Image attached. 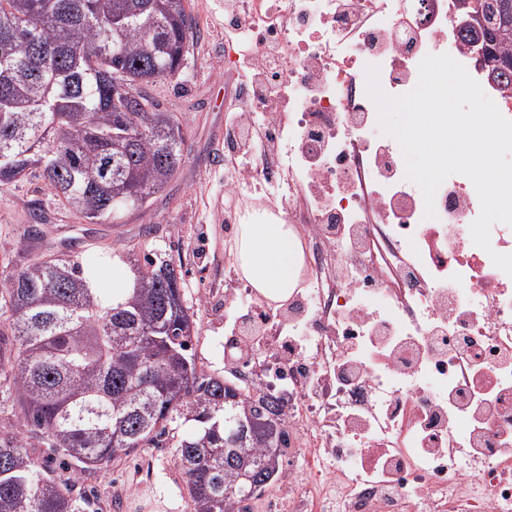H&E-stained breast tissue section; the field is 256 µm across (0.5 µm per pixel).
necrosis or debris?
<instances>
[{
	"label": "necrosis or debris",
	"mask_w": 512,
	"mask_h": 512,
	"mask_svg": "<svg viewBox=\"0 0 512 512\" xmlns=\"http://www.w3.org/2000/svg\"><path fill=\"white\" fill-rule=\"evenodd\" d=\"M225 32L251 34L244 108L224 129L228 224H295L302 279L281 321L245 286L274 347L241 336L258 388L308 439L312 512H512V227L490 249L449 176L425 218L393 137L373 133L367 69L399 96L429 54L475 73L457 0H224ZM287 96L289 116L272 114Z\"/></svg>",
	"instance_id": "1"
}]
</instances>
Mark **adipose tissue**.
<instances>
[{"instance_id": "obj_1", "label": "adipose tissue", "mask_w": 512, "mask_h": 512, "mask_svg": "<svg viewBox=\"0 0 512 512\" xmlns=\"http://www.w3.org/2000/svg\"><path fill=\"white\" fill-rule=\"evenodd\" d=\"M232 254L243 278L279 304L299 286L303 252L294 225H238Z\"/></svg>"}]
</instances>
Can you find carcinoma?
Returning a JSON list of instances; mask_svg holds the SVG:
<instances>
[{
    "label": "carcinoma",
    "mask_w": 512,
    "mask_h": 512,
    "mask_svg": "<svg viewBox=\"0 0 512 512\" xmlns=\"http://www.w3.org/2000/svg\"><path fill=\"white\" fill-rule=\"evenodd\" d=\"M187 0H0V186L26 174L89 224L146 212L185 163L187 127L145 87L178 74L194 32ZM464 39L484 77L512 85V0H462ZM64 255L5 277L0 371L64 464L100 466L175 445L194 512H243L279 479L290 436L280 400L198 368L194 314L162 258L130 265L120 296L95 288L107 260ZM22 432L0 423V512H78L72 491L37 473Z\"/></svg>",
    "instance_id": "1"
}]
</instances>
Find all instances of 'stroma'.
Masks as SVG:
<instances>
[{
	"label": "stroma",
	"mask_w": 512,
	"mask_h": 512,
	"mask_svg": "<svg viewBox=\"0 0 512 512\" xmlns=\"http://www.w3.org/2000/svg\"><path fill=\"white\" fill-rule=\"evenodd\" d=\"M188 7L195 35L184 68L174 79L147 88L161 110L180 115L188 128L180 172L146 213L128 214L116 224L76 219L39 178L0 187V273L52 253L80 257L108 253L116 245L138 259L147 254L166 259L181 271L183 298L194 313L197 364L221 377L229 372L224 344L248 306L228 294L238 273L231 261L235 232L224 223V128L239 116L241 83L226 65L238 44L224 36V0H188ZM36 211L44 217L39 239L28 235ZM187 429L176 420L159 447L137 449L78 475L60 465L45 443L30 440L28 450L41 469L71 484L82 498V512H193L174 450Z\"/></svg>",
	"instance_id": "1"
}]
</instances>
